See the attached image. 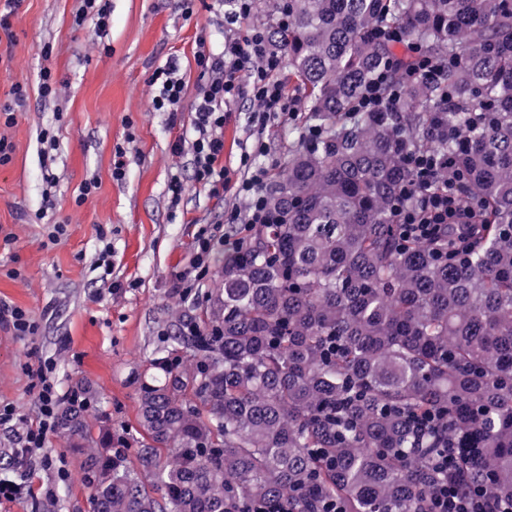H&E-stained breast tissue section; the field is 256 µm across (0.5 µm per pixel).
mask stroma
Returning a JSON list of instances; mask_svg holds the SVG:
<instances>
[{
	"instance_id": "stroma-1",
	"label": "stroma",
	"mask_w": 512,
	"mask_h": 512,
	"mask_svg": "<svg viewBox=\"0 0 512 512\" xmlns=\"http://www.w3.org/2000/svg\"><path fill=\"white\" fill-rule=\"evenodd\" d=\"M111 21L95 32L93 22L76 26L82 0H21L11 30L0 31V103L15 83H27L29 97L6 134L15 145L12 162L0 167V228L14 233L0 248V301L30 311L37 336L19 340L0 326V402L32 416L35 399L25 372L47 357L63 389L86 392L93 414L107 417L113 437L137 426L136 388L157 377L155 351L165 345L173 318L172 285L189 267L200 234L215 238L204 291L219 287L225 242L234 228L222 224L225 211L245 210L234 185L246 176L242 157L257 138L283 157L294 123L259 130L250 103H227L224 125L223 198L194 181L193 101L199 83L198 51L220 52L227 37H244L250 27L270 23L267 0H255L250 22L227 29L221 0H110ZM52 54H45V47ZM180 60L186 94L178 111L150 108L154 71L171 57ZM60 87L56 98L37 90L42 69ZM54 127L55 143L40 132ZM181 142V155L172 145ZM126 162L122 179L112 176L116 151ZM180 178L184 191L173 203L169 186ZM98 189L82 206L74 196L86 181ZM66 225L59 244L45 246L53 224ZM112 233L100 242L98 225ZM112 247V273L96 259ZM20 278H12V270ZM44 451L62 457L68 477L54 506L34 500L5 502L0 512H87L90 485L84 469L88 449L73 447L62 434L49 436Z\"/></svg>"
}]
</instances>
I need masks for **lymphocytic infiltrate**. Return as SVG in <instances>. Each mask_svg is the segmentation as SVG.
Wrapping results in <instances>:
<instances>
[{"label": "lymphocytic infiltrate", "instance_id": "lymphocytic-infiltrate-1", "mask_svg": "<svg viewBox=\"0 0 512 512\" xmlns=\"http://www.w3.org/2000/svg\"><path fill=\"white\" fill-rule=\"evenodd\" d=\"M195 62L200 82L193 122L194 178L218 197L224 192L226 103L241 96L249 97L256 118L265 126L288 116L296 117V100L277 77L282 56L272 47L262 28H252L241 40H225L221 52H198ZM178 68L179 62L173 58L153 73L151 81L159 86L157 95L151 99L153 111L178 110L185 94V86L176 76ZM412 166L420 180L402 187L392 209L406 234L423 241L432 234L435 225L447 223L448 195L428 192L422 186L423 180L430 178L436 168L431 156L415 157ZM276 167L277 161L272 158L265 165L249 169L236 187L237 194L247 202L249 214L243 217L236 211L225 213V223L237 224L243 220L251 224L274 223L275 217L266 208L261 191ZM53 371L54 362L48 358L41 360L31 372L37 406L35 417H22L15 407L0 405V425L16 430V446L11 452L13 475L0 477V502L22 497L53 500L59 482L68 476L62 459L43 451L49 435L58 430V407L72 398L71 393L61 389ZM40 471L56 472V482L35 484L34 476ZM432 502V512H502L500 504L491 502L484 492L464 487H442L433 493Z\"/></svg>", "mask_w": 512, "mask_h": 512}]
</instances>
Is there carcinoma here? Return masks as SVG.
<instances>
[{
    "label": "carcinoma",
    "mask_w": 512,
    "mask_h": 512,
    "mask_svg": "<svg viewBox=\"0 0 512 512\" xmlns=\"http://www.w3.org/2000/svg\"><path fill=\"white\" fill-rule=\"evenodd\" d=\"M301 125L263 190L274 224L224 255L199 335L173 311L128 445L90 455L89 512H427L458 475L512 503V0H268ZM436 75L404 79L386 34ZM387 75L391 108L361 107ZM441 160L469 223L405 238L408 160ZM453 169H448V162ZM191 348L189 363L174 356ZM75 445L85 406L58 412Z\"/></svg>",
    "instance_id": "obj_1"
}]
</instances>
